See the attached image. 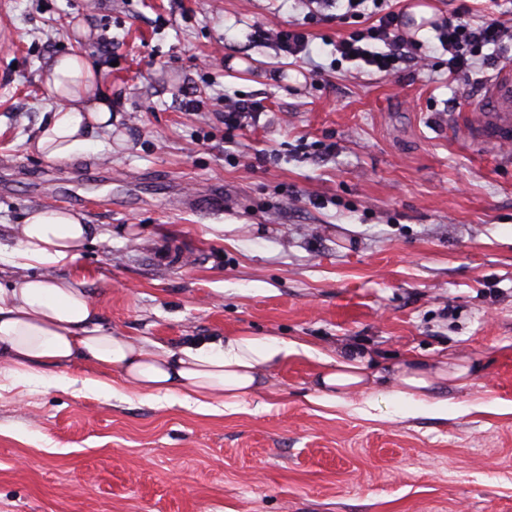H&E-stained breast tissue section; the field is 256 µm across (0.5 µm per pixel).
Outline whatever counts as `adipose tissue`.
I'll use <instances>...</instances> for the list:
<instances>
[{
  "label": "adipose tissue",
  "instance_id": "adipose-tissue-1",
  "mask_svg": "<svg viewBox=\"0 0 512 512\" xmlns=\"http://www.w3.org/2000/svg\"><path fill=\"white\" fill-rule=\"evenodd\" d=\"M97 78L78 53L51 61L47 87L58 103L31 141L50 163L68 160L89 145L107 125L106 103L89 100L86 89ZM19 248L0 250V266L21 269L22 277L0 285V378L7 387L50 385L66 391L80 386L84 395L112 398L181 396L200 411L233 410L259 394L271 369L296 357L315 359L320 368L308 403L325 409L345 405L355 391L371 386V359L350 350L330 356L302 337L233 334L201 338L171 348L124 336L105 327L101 310L87 289L88 276L76 262L96 233L81 213L35 208L17 227ZM69 268L66 276L56 269ZM89 368L76 378L74 367ZM405 413L428 412L444 418L448 402L435 388L464 369L448 371L430 360L410 356L396 367Z\"/></svg>",
  "mask_w": 512,
  "mask_h": 512
}]
</instances>
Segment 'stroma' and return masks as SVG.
Wrapping results in <instances>:
<instances>
[{
  "label": "stroma",
  "instance_id": "stroma-1",
  "mask_svg": "<svg viewBox=\"0 0 512 512\" xmlns=\"http://www.w3.org/2000/svg\"><path fill=\"white\" fill-rule=\"evenodd\" d=\"M373 23L303 0H0L1 249L30 209H72L99 231L77 265L112 330L304 336L384 373L333 410L307 403L303 357L222 414L0 390V512H512V146L456 122L496 66L450 77L431 29L394 76L336 63ZM272 25L304 28L308 56L255 40ZM74 52L120 101L50 164L29 144L56 107L46 67ZM241 98L262 112L226 131ZM409 355L482 369L438 387L448 418H405L390 369Z\"/></svg>",
  "mask_w": 512,
  "mask_h": 512
}]
</instances>
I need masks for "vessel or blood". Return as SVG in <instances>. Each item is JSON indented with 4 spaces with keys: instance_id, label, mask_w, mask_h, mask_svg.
<instances>
[{
    "instance_id": "b4317fda",
    "label": "vessel or blood",
    "mask_w": 512,
    "mask_h": 512,
    "mask_svg": "<svg viewBox=\"0 0 512 512\" xmlns=\"http://www.w3.org/2000/svg\"><path fill=\"white\" fill-rule=\"evenodd\" d=\"M479 115L468 127L469 133L483 140L512 141V68L496 71L485 85L479 102Z\"/></svg>"
}]
</instances>
